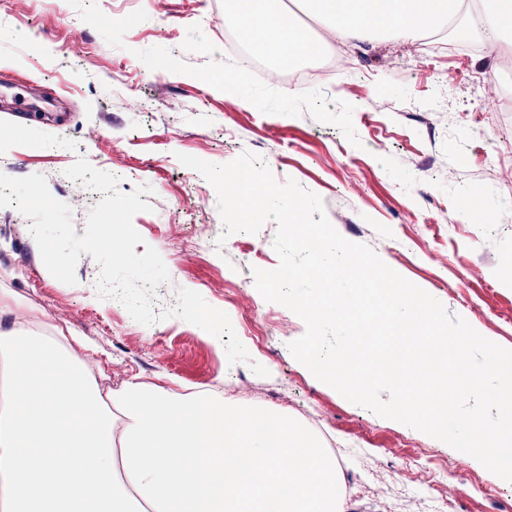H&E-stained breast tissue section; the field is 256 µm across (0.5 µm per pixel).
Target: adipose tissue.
<instances>
[{
  "mask_svg": "<svg viewBox=\"0 0 512 512\" xmlns=\"http://www.w3.org/2000/svg\"><path fill=\"white\" fill-rule=\"evenodd\" d=\"M258 48L313 44L282 0H236ZM484 41L512 55V0H480ZM333 38L417 39L465 0H305ZM0 293V512H340L336 461L295 420L206 392L100 385L73 346L17 320ZM67 467H59L58 454Z\"/></svg>",
  "mask_w": 512,
  "mask_h": 512,
  "instance_id": "obj_1",
  "label": "adipose tissue"
}]
</instances>
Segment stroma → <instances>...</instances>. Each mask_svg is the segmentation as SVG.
I'll return each mask as SVG.
<instances>
[{
    "label": "stroma",
    "instance_id": "stroma-1",
    "mask_svg": "<svg viewBox=\"0 0 512 512\" xmlns=\"http://www.w3.org/2000/svg\"><path fill=\"white\" fill-rule=\"evenodd\" d=\"M224 0H6L0 6V172L45 176L69 204L76 235L101 200L66 177L78 159L119 177L121 192L150 185L151 211L133 225L154 247L178 288L201 294L233 327L257 317L267 340L242 343L252 362L229 364L223 341L178 318L145 326L117 300L100 298L99 267L82 255L76 285L44 266L29 219L0 208V290L34 318L74 334L96 352L112 386L211 390L227 403L302 420L322 416L314 435L335 442L357 481L345 512H399L404 490L425 467L422 501L456 495L457 512H512V482L475 458L343 398L292 356L303 320L266 301L254 269H275L274 221L258 233L224 236L214 187L182 166L184 153L226 164L249 151L277 182L319 195L345 239L372 248L393 270L463 317L479 334L512 349V111L484 105L498 81L495 60L454 51L479 43L464 19L444 25L422 52L397 37L343 45L345 73L323 88L294 89L247 76L224 60ZM82 38L91 61L74 56ZM240 79L225 94L224 79ZM30 85L36 111L7 114L11 89ZM477 192L492 224H474L463 206ZM209 225L201 240L196 230ZM240 282L233 300L225 280ZM405 445L391 447L393 437Z\"/></svg>",
    "mask_w": 512,
    "mask_h": 512
}]
</instances>
